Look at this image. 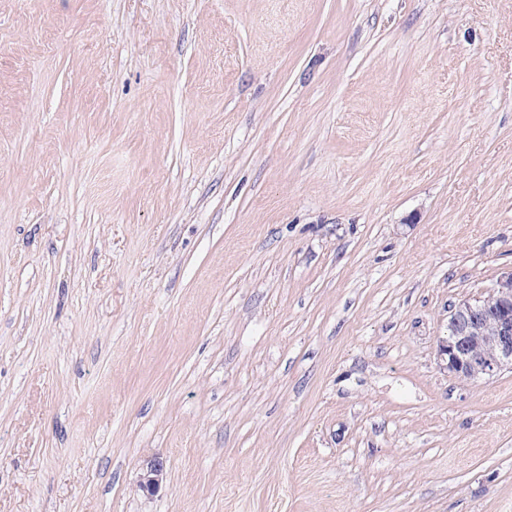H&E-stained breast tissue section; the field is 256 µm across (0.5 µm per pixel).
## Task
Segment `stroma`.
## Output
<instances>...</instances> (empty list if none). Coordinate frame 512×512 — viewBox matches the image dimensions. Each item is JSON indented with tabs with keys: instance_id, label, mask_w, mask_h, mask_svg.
I'll use <instances>...</instances> for the list:
<instances>
[{
	"instance_id": "1",
	"label": "stroma",
	"mask_w": 512,
	"mask_h": 512,
	"mask_svg": "<svg viewBox=\"0 0 512 512\" xmlns=\"http://www.w3.org/2000/svg\"><path fill=\"white\" fill-rule=\"evenodd\" d=\"M510 269L512 0H0V512H512ZM439 353L448 373L458 378L512 368V269L501 273L483 299L453 308ZM164 470L163 461L154 459L150 461L146 470L139 479V488L147 496H152L160 489L162 475Z\"/></svg>"
}]
</instances>
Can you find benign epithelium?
Segmentation results:
<instances>
[{
	"mask_svg": "<svg viewBox=\"0 0 512 512\" xmlns=\"http://www.w3.org/2000/svg\"><path fill=\"white\" fill-rule=\"evenodd\" d=\"M439 353L448 373L463 379L491 376L512 367V269L501 273L486 297L456 305L448 320V337ZM163 461L149 462L139 479L152 496L160 489Z\"/></svg>",
	"mask_w": 512,
	"mask_h": 512,
	"instance_id": "obj_1",
	"label": "benign epithelium"
}]
</instances>
